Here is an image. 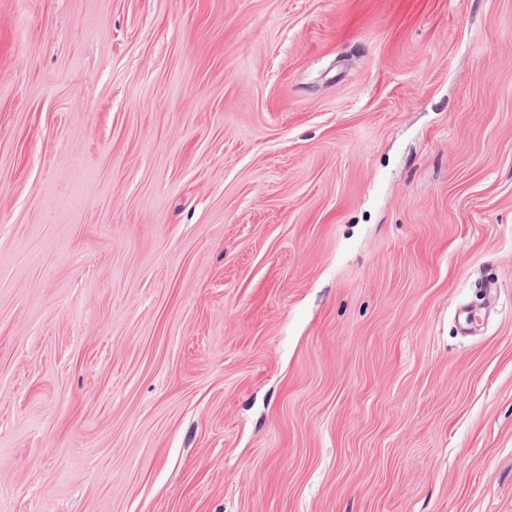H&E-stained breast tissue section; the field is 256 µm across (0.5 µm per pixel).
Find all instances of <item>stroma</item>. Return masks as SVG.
I'll return each instance as SVG.
<instances>
[{
  "label": "stroma",
  "instance_id": "35a3bbf8",
  "mask_svg": "<svg viewBox=\"0 0 512 512\" xmlns=\"http://www.w3.org/2000/svg\"><path fill=\"white\" fill-rule=\"evenodd\" d=\"M0 512H512V0H0Z\"/></svg>",
  "mask_w": 512,
  "mask_h": 512
}]
</instances>
